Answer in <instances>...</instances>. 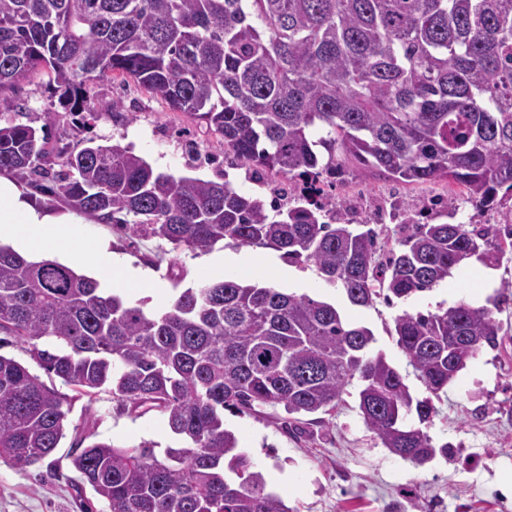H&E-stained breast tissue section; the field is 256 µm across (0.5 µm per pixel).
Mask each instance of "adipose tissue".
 <instances>
[{"mask_svg":"<svg viewBox=\"0 0 512 512\" xmlns=\"http://www.w3.org/2000/svg\"><path fill=\"white\" fill-rule=\"evenodd\" d=\"M48 204L23 198L8 181L0 179V242H11L32 256L71 255L78 232L67 216L49 214ZM112 292L127 293L140 281L137 271L125 267L100 243L88 246Z\"/></svg>","mask_w":512,"mask_h":512,"instance_id":"1","label":"adipose tissue"}]
</instances>
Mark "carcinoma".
<instances>
[{"label":"carcinoma","mask_w":512,"mask_h":512,"mask_svg":"<svg viewBox=\"0 0 512 512\" xmlns=\"http://www.w3.org/2000/svg\"><path fill=\"white\" fill-rule=\"evenodd\" d=\"M161 97L216 136L224 153L280 178L279 203L229 182L157 172L132 149L91 138L76 153L0 117V172L80 212L206 251L219 242L313 264L353 306L430 292L469 258L494 266L499 230L457 219L401 226L376 259L334 195L300 181L342 175L337 157L405 184L446 180L481 212L512 193V0H0V99L39 78L63 107L96 120L97 84L115 77ZM493 307L460 302L394 319L397 345L434 396L484 348L502 343ZM374 335L308 295L244 280L208 281L148 312L56 260L0 245V347L24 348L49 377L137 419L162 415L181 446L117 447L80 438L70 463L108 512H291L224 425V411L282 408L286 428L336 408L361 381L359 413L394 456L441 454ZM67 394L0 354V459L22 471L75 422Z\"/></svg>","instance_id":"cac0c4a2"}]
</instances>
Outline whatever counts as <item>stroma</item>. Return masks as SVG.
I'll use <instances>...</instances> for the list:
<instances>
[{"label": "stroma", "instance_id": "obj_1", "mask_svg": "<svg viewBox=\"0 0 512 512\" xmlns=\"http://www.w3.org/2000/svg\"><path fill=\"white\" fill-rule=\"evenodd\" d=\"M26 108L0 113L15 122L47 127L49 143L81 149L87 138L103 144L133 146L160 172L229 181L238 191L268 199L275 176L231 164L219 144L203 129L159 98L121 80L100 83L94 90L96 122L87 124L75 113L51 112L52 100L40 81L18 92ZM361 184L365 192L353 197L358 214H365L392 197L416 219L428 199L447 190L446 182L404 185L363 171L342 177L337 189ZM57 214L73 216L80 235L105 244L112 254L145 274L143 287L129 298L147 310L168 306L188 288L204 283V266L223 268L225 277L241 278L246 264L263 269L283 291L306 294L344 308L353 320L369 327L373 352L383 353L404 376L414 398L429 392L409 366L391 334L402 312L437 311L459 302L489 304L501 281H512V240L501 239L504 253L495 266L470 260L431 292L408 300L373 306H348L342 290L326 283L311 266H294L279 252L217 243L200 252L172 251L170 245L147 237H130L115 224L73 213L66 199H58ZM504 325L502 345L483 350L440 399L427 425L434 445H447V456L417 465L391 455L364 424L358 410L359 380H352L333 411L307 425L302 437L289 434L283 409L260 408L253 413H225L224 422L239 445L265 474L270 491L292 512H512V495L503 496L501 480L512 477V304L499 315ZM90 415L100 437L132 447L150 441L156 453L175 446L166 420L155 413L139 419L119 415L107 399L95 403L73 400L72 418ZM75 441L67 432L54 454L20 472L0 462V512H81L79 502L92 498L91 489L76 493L75 471L68 455Z\"/></svg>", "mask_w": 512, "mask_h": 512}]
</instances>
